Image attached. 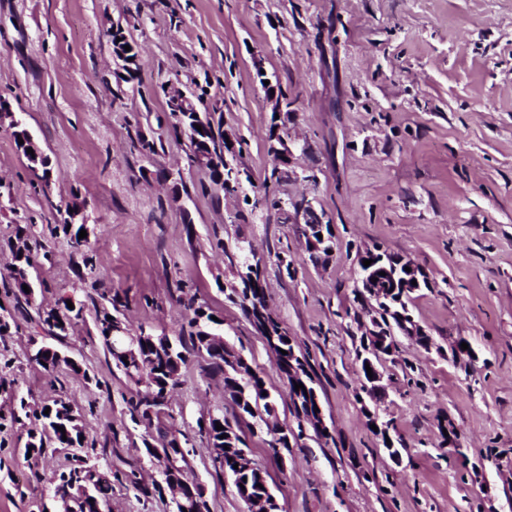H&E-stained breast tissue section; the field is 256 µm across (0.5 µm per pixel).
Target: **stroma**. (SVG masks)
<instances>
[{
  "mask_svg": "<svg viewBox=\"0 0 512 512\" xmlns=\"http://www.w3.org/2000/svg\"><path fill=\"white\" fill-rule=\"evenodd\" d=\"M122 26L140 48L134 74L114 59ZM290 103L276 118L267 86ZM185 93L221 116L234 138L236 191L189 160L168 99ZM0 101L24 117L49 159L31 170L0 126V305L8 242L34 225L52 259L30 270L32 305L14 311L0 354V405L62 399L81 414L86 447L106 449L112 512H174L125 400L133 387L107 353L93 307L63 340L38 310L120 291L133 327L178 337L177 299L196 296L221 319L225 340L265 380L280 425L296 427L287 380L227 290L228 261L257 251L268 306L307 360L328 438L305 428L273 455L266 431L247 435L279 512H512V0H0ZM278 127L289 163L270 151ZM153 141L144 156L137 139ZM311 200L330 222L331 256L308 258L293 202ZM83 205L94 273L61 224ZM378 247L419 265L430 285L410 312L429 338L394 336L376 365L375 405L392 421L398 457L372 432L358 398L363 336L354 319L359 258ZM473 361L456 359L458 340ZM57 345L82 367L50 375L30 365L34 343ZM222 378L182 370L163 422L196 436L222 410ZM453 429L462 454L444 443ZM27 426L0 433V512H56L53 478L70 453L26 452ZM209 512H244L204 441L189 458Z\"/></svg>",
  "mask_w": 512,
  "mask_h": 512,
  "instance_id": "1",
  "label": "stroma"
}]
</instances>
